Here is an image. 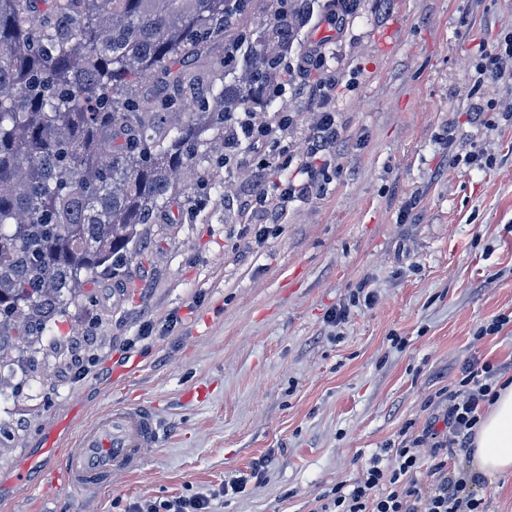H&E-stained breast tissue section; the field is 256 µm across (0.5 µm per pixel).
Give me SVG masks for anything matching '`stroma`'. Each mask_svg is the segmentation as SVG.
<instances>
[{
	"label": "stroma",
	"instance_id": "obj_1",
	"mask_svg": "<svg viewBox=\"0 0 512 512\" xmlns=\"http://www.w3.org/2000/svg\"><path fill=\"white\" fill-rule=\"evenodd\" d=\"M509 30L512 0H360L342 28L307 23L288 60L319 42V69L287 75L252 121L290 115L281 145L301 166L319 112L309 88L335 78L327 192L290 203L284 223H249L241 201L288 172L246 148L210 168L224 191L200 211L142 226L126 276L100 274L45 333L82 342L79 361L35 354L36 372L16 370L0 397V425L15 434L0 456V512H138L194 495L207 512H313L404 426L423 428L464 363H512V323L473 338L512 316V126L468 122L473 61ZM479 148L492 169L449 165V151ZM361 288L372 305L335 323ZM131 402L160 424L141 472L113 475L98 495L58 485L50 434L73 437ZM24 464L37 486L15 483ZM243 475L245 491L225 493Z\"/></svg>",
	"mask_w": 512,
	"mask_h": 512
}]
</instances>
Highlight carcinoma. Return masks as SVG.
Here are the masks:
<instances>
[{"label":"carcinoma","instance_id":"carcinoma-1","mask_svg":"<svg viewBox=\"0 0 512 512\" xmlns=\"http://www.w3.org/2000/svg\"><path fill=\"white\" fill-rule=\"evenodd\" d=\"M315 0H0V368L25 365L140 227L179 224L264 112ZM265 19L247 25L256 11Z\"/></svg>","mask_w":512,"mask_h":512}]
</instances>
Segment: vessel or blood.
Listing matches in <instances>:
<instances>
[{
  "label": "vessel or blood",
  "instance_id": "vessel-or-blood-1",
  "mask_svg": "<svg viewBox=\"0 0 512 512\" xmlns=\"http://www.w3.org/2000/svg\"><path fill=\"white\" fill-rule=\"evenodd\" d=\"M157 442V419L148 407H111L66 444L60 458L63 482L84 494L100 492L111 486L114 472H137L146 449Z\"/></svg>",
  "mask_w": 512,
  "mask_h": 512
}]
</instances>
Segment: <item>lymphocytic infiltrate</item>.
<instances>
[{
	"instance_id": "1",
	"label": "lymphocytic infiltrate",
	"mask_w": 512,
	"mask_h": 512,
	"mask_svg": "<svg viewBox=\"0 0 512 512\" xmlns=\"http://www.w3.org/2000/svg\"><path fill=\"white\" fill-rule=\"evenodd\" d=\"M475 70L472 94L478 102L473 121L484 122L486 113L495 112L512 124V102L482 97L486 81H512V32L499 36L479 55ZM338 138L335 113L322 111L306 162L288 179L269 183L245 200L246 213L279 224L289 203L322 192ZM511 370L504 364L467 361L457 389L436 392V411L421 431L404 435L396 447L372 456L352 483L338 484L331 494L319 497L315 512H486L480 480L463 469L449 468L448 458L470 450L481 415L497 396L499 376Z\"/></svg>"
}]
</instances>
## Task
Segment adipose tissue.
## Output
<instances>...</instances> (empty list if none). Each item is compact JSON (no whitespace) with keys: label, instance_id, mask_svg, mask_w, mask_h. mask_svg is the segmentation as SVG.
Here are the masks:
<instances>
[{"label":"adipose tissue","instance_id":"ef3b65f1","mask_svg":"<svg viewBox=\"0 0 512 512\" xmlns=\"http://www.w3.org/2000/svg\"><path fill=\"white\" fill-rule=\"evenodd\" d=\"M471 471L492 483L512 476V383L499 390L477 427Z\"/></svg>","mask_w":512,"mask_h":512}]
</instances>
